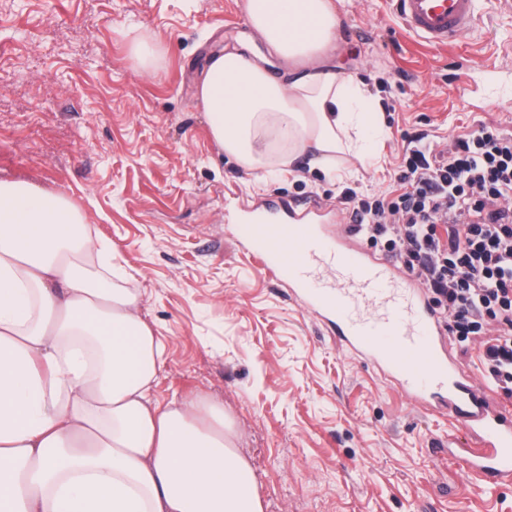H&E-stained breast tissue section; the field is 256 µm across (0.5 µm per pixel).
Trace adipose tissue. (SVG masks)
Segmentation results:
<instances>
[{
    "mask_svg": "<svg viewBox=\"0 0 512 512\" xmlns=\"http://www.w3.org/2000/svg\"><path fill=\"white\" fill-rule=\"evenodd\" d=\"M245 13L288 77L236 49L211 59L197 95L219 148L257 172L372 161L383 120L334 60L335 0ZM111 253L64 195L0 180V512H264L223 406L154 401L161 337Z\"/></svg>",
    "mask_w": 512,
    "mask_h": 512,
    "instance_id": "adipose-tissue-1",
    "label": "adipose tissue"
}]
</instances>
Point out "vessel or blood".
<instances>
[{
  "label": "vessel or blood",
  "instance_id": "obj_1",
  "mask_svg": "<svg viewBox=\"0 0 512 512\" xmlns=\"http://www.w3.org/2000/svg\"><path fill=\"white\" fill-rule=\"evenodd\" d=\"M403 26L432 46L460 41L475 27L480 0H393ZM257 263L286 280L338 341L401 387L443 409L477 441L456 453L463 468L512 483V417L490 406L443 342L438 316L413 280L385 257L349 248L288 201L248 211L239 226Z\"/></svg>",
  "mask_w": 512,
  "mask_h": 512
}]
</instances>
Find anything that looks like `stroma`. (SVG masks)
<instances>
[{"label":"stroma","mask_w":512,"mask_h":512,"mask_svg":"<svg viewBox=\"0 0 512 512\" xmlns=\"http://www.w3.org/2000/svg\"><path fill=\"white\" fill-rule=\"evenodd\" d=\"M341 62L384 108L379 164L340 155L342 181L298 162L257 177L212 139L197 100L208 59L234 46L287 65L249 27L245 0H0V180L65 195L140 289L165 365L155 398L223 405L264 512H512V484L466 474L465 439L341 345L287 281L260 270L241 216L268 200L316 205L346 232L344 186L396 188L404 134L434 148L482 120L512 132V14L483 12L455 48L404 29L389 0H343ZM447 341L499 408L478 340Z\"/></svg>","instance_id":"1"}]
</instances>
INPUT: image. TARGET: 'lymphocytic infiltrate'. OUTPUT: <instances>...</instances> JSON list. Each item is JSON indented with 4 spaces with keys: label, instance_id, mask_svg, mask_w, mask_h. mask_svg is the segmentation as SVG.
I'll return each mask as SVG.
<instances>
[{
    "label": "lymphocytic infiltrate",
    "instance_id": "f902f5d3",
    "mask_svg": "<svg viewBox=\"0 0 512 512\" xmlns=\"http://www.w3.org/2000/svg\"><path fill=\"white\" fill-rule=\"evenodd\" d=\"M404 139L397 191H342L350 231L415 276L453 335L481 336L495 322L477 358L512 403V133L482 121L440 150L424 131Z\"/></svg>",
    "mask_w": 512,
    "mask_h": 512
}]
</instances>
